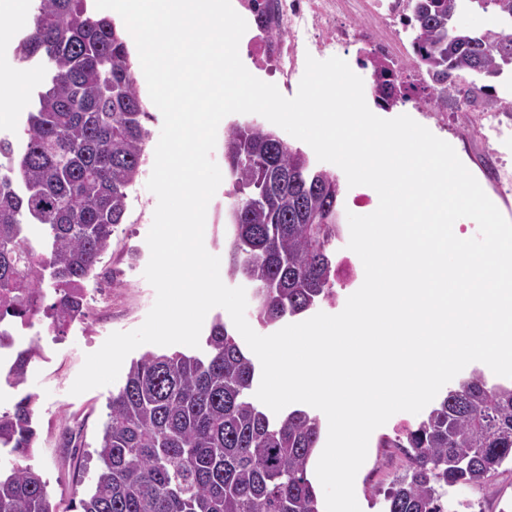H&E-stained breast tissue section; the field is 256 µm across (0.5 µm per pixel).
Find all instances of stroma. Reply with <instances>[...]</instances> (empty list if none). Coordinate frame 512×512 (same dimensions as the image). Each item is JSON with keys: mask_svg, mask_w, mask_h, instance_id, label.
Returning <instances> with one entry per match:
<instances>
[{"mask_svg": "<svg viewBox=\"0 0 512 512\" xmlns=\"http://www.w3.org/2000/svg\"><path fill=\"white\" fill-rule=\"evenodd\" d=\"M31 9L4 8L0 5V75L28 74L31 77L22 90L23 106L0 114V137L20 140L26 120L24 105L32 101L38 88L32 77L36 67H22L16 57V47ZM137 88L149 117L144 125L150 135L144 147L140 174L129 190L130 210L126 224L120 225L112 240V252L99 266L102 273L112 267L122 269L119 278L110 280L112 311L98 315L87 324L69 325L64 333L49 330L45 318H37L17 337L20 346L37 343L38 357L28 369L24 389L7 388L0 391V410L13 407L23 392L35 393V420L39 427V446L26 463L39 471L47 482V496L55 512H69L72 504L86 497L94 485L98 461L92 454L98 434L106 419L107 404L118 384L96 388L72 395L70 388L80 372L87 354L97 351L107 337L115 332L137 329L145 321L156 299L152 285L143 272L150 258L146 238L153 223L157 206L155 194L146 183L151 176L155 148L159 141L163 116L151 101L144 75H137ZM402 114L427 127L434 135L450 143L467 169L483 190L493 191V203L512 220V126L497 143V154L486 152L485 138L479 129H462L442 120L413 111L410 104L400 103L383 111V118ZM231 183L222 180L206 212L204 245L213 255L224 254V213L231 199ZM414 414L399 412L376 429L369 440L367 458L355 478V495L361 512H380L381 502L395 476L402 474L407 458L399 448L383 447L385 438L393 436L400 423L415 422Z\"/></svg>", "mask_w": 512, "mask_h": 512, "instance_id": "35a3bbf8", "label": "stroma"}]
</instances>
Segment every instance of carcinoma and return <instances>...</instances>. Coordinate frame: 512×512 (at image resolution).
<instances>
[{
    "label": "carcinoma",
    "instance_id": "1",
    "mask_svg": "<svg viewBox=\"0 0 512 512\" xmlns=\"http://www.w3.org/2000/svg\"><path fill=\"white\" fill-rule=\"evenodd\" d=\"M465 10L489 11L499 26L460 29L455 18ZM408 25L436 106L481 93L494 104L492 86L466 87L459 78L512 73V0H414ZM17 51L24 63L45 56L48 70L22 150L0 139L1 348L12 344L9 327L41 314L56 331L86 315L84 283L127 219L149 136L127 36L88 15L84 0H38ZM370 62L379 101L398 103V75ZM224 160L234 198L224 273L253 286L256 320L272 326L336 300V173L313 168L301 149L253 123L227 128ZM205 345L203 357L148 351L130 363L108 405L95 449L100 468L81 512H319L308 478L319 417L301 408L272 416L253 399L255 364L221 318ZM37 349L17 352L14 385L26 384ZM34 401L27 392L0 412V448L19 457L35 448ZM384 447L405 449L408 465L385 492L383 512H460L449 488L488 491L512 464V384H491L474 369ZM0 512H53L42 476L19 464L0 472Z\"/></svg>",
    "mask_w": 512,
    "mask_h": 512
}]
</instances>
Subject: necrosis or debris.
<instances>
[{"label":"necrosis or debris","mask_w":512,"mask_h":512,"mask_svg":"<svg viewBox=\"0 0 512 512\" xmlns=\"http://www.w3.org/2000/svg\"><path fill=\"white\" fill-rule=\"evenodd\" d=\"M257 33L245 44L256 69H273L288 83L304 63L305 46L338 48L356 41L400 77L397 88L421 112L433 111L424 72L401 38L411 11L409 0H232Z\"/></svg>","instance_id":"obj_1"}]
</instances>
